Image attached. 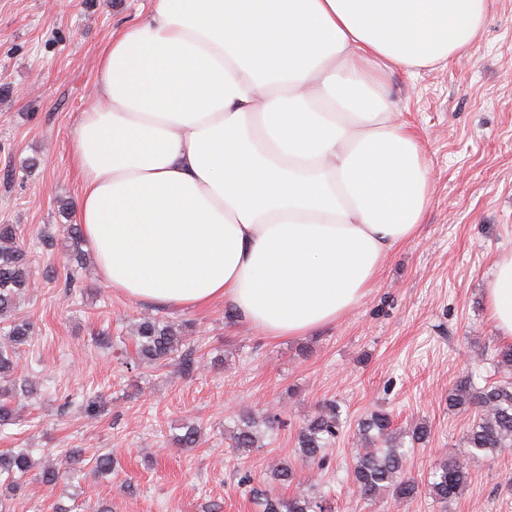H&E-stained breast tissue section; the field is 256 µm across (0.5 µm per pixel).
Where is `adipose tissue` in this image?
<instances>
[{
    "instance_id": "adipose-tissue-1",
    "label": "adipose tissue",
    "mask_w": 512,
    "mask_h": 512,
    "mask_svg": "<svg viewBox=\"0 0 512 512\" xmlns=\"http://www.w3.org/2000/svg\"><path fill=\"white\" fill-rule=\"evenodd\" d=\"M490 3L152 0L108 36L74 133L100 280L157 306L224 302L271 338L335 323L432 201L387 78L466 56ZM484 299L512 342V249Z\"/></svg>"
}]
</instances>
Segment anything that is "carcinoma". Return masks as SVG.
I'll return each mask as SVG.
<instances>
[{"instance_id": "obj_1", "label": "carcinoma", "mask_w": 512, "mask_h": 512, "mask_svg": "<svg viewBox=\"0 0 512 512\" xmlns=\"http://www.w3.org/2000/svg\"><path fill=\"white\" fill-rule=\"evenodd\" d=\"M82 237L80 226L70 224L62 241L71 260L78 266L85 259ZM30 268V255L17 241L14 226L0 224V318L8 316L16 301L30 288ZM31 338V323L26 319H13L0 339V425L14 421L10 398L19 392L34 391L33 383L16 378L15 349L27 344ZM133 340L137 358L143 363H156L177 356L185 372L190 373L196 367L197 358L186 346L185 330L181 325L145 317L137 325ZM448 407L464 412L472 410L475 415L466 434L464 455L444 458L430 484L431 495L441 502L448 501L464 489L469 475V460L481 453L492 454L512 447V378L477 387L470 378L464 377L448 392ZM339 422L340 411L336 403L326 402L319 406L299 432L300 455L312 462L319 459L331 439L336 437ZM360 431L366 446L356 458L352 475L353 485L360 496L368 500L387 490L397 501L414 498L419 485L404 473L407 451L402 445L392 443L390 416L374 412L361 422ZM233 440L235 448L243 453L256 447L255 420L251 414L241 416ZM379 440L390 443V447H376ZM34 465L28 449L0 454V477H4L6 489L20 491L24 478ZM67 476L69 471L62 467L48 466L39 473V480L44 484H55ZM265 508L266 512H324L322 501L313 493L297 494L286 503L271 498L265 501Z\"/></svg>"}]
</instances>
